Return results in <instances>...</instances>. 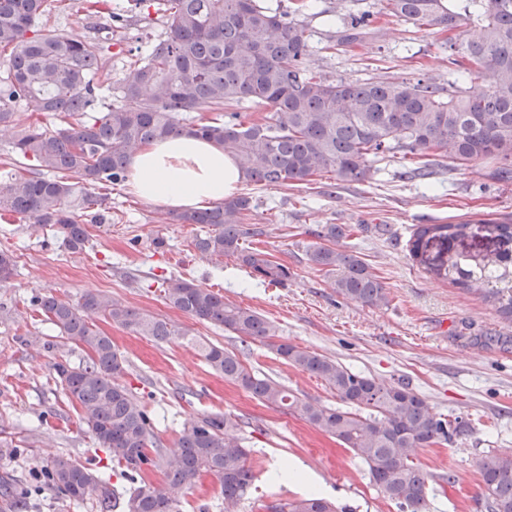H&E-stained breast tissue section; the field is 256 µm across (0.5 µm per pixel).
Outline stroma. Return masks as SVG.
<instances>
[{"instance_id": "35a3bbf8", "label": "stroma", "mask_w": 512, "mask_h": 512, "mask_svg": "<svg viewBox=\"0 0 512 512\" xmlns=\"http://www.w3.org/2000/svg\"><path fill=\"white\" fill-rule=\"evenodd\" d=\"M293 19L305 31V66L330 81L403 82L421 76L447 86L455 76L453 55L438 28H419L382 17L383 0H306ZM373 17L372 32L349 48L337 47L336 30L351 16ZM96 36L112 39V77L120 79L145 43L164 37L160 6L117 26L108 13L97 19ZM367 182L263 186L243 183L258 207L248 223L265 231L260 248L288 266L287 285L259 281L234 259L203 257L193 247L204 225L173 221L162 204L133 195L126 184L108 189L112 221L87 227L83 253H71L51 229L30 230L28 220L0 223V253L12 255L15 275L0 287V477L13 480L23 512H100L95 501L69 500L40 485L37 474L51 458L65 455L95 469L116 492L109 512H124L131 487L121 469L69 407L51 367L85 363L76 341L59 336L31 307L45 292L78 302L103 293L131 308L164 319L235 352L244 366L324 405H337L323 381L281 360L268 342L248 343L173 308L164 279L181 276L254 310L274 323L280 340L320 353L378 380L409 384L436 414L460 418L471 435L453 444L414 451L430 474L452 473L451 484L431 483L425 512H487L479 463L489 455H512V349L473 344L472 336L512 324L479 294L432 278L410 256L407 243L419 224H512V181L494 176L495 164L440 168L427 180L400 178L396 158L377 161ZM351 227L340 247L353 248L390 292L384 307L344 300L308 261L321 225ZM389 225L392 233L378 232ZM126 366L118 384L155 415V431L173 449L179 431L205 415L235 416L236 437L249 448L255 474L237 512H259L260 503L299 498L298 488L278 476L279 460L312 467L322 494L346 512H398L375 486L360 458L299 416L262 405L237 384L212 371L185 340L165 342L102 323Z\"/></svg>"}]
</instances>
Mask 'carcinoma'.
Returning <instances> with one entry per match:
<instances>
[{
	"instance_id": "obj_1",
	"label": "carcinoma",
	"mask_w": 512,
	"mask_h": 512,
	"mask_svg": "<svg viewBox=\"0 0 512 512\" xmlns=\"http://www.w3.org/2000/svg\"><path fill=\"white\" fill-rule=\"evenodd\" d=\"M53 0H0V125L17 128L14 153L28 164L0 178V218L48 225L73 253L86 249L87 223L103 224L109 185L128 178L129 162L144 145L184 133L209 140L235 157L255 184H307L331 173L343 182L372 179V163L401 155L405 173L428 176L440 160L467 164L491 160L494 174L512 178V0H385V14L418 27L436 26L460 54L448 95L430 80L330 82L304 66L308 42L287 14L258 0H161L166 36L149 43L112 86L110 46L90 35L56 31L46 17ZM365 19L355 17L336 32V45L364 40ZM478 80L479 92L463 84ZM250 101L273 110L265 123L247 122L224 105ZM27 113L22 120L18 113ZM54 113L58 124L43 125ZM253 197L226 198L203 211L177 215L184 224L217 228L195 237L210 257L233 258L258 278L285 285L288 266L246 245L244 221ZM495 243L481 257L448 249L471 235L469 224H419L409 239L413 260L436 278L475 292L512 321V224L478 226ZM348 229L327 224L323 243L307 252L345 300L389 303L384 285L354 253L334 247ZM166 300L180 312L224 328L241 342L269 340L276 326L248 308L224 300L185 278L162 283ZM30 304L87 351V361L53 365L55 378L81 421L112 461L139 483L127 512H179L185 490L213 477L224 494V512L247 495L254 475L249 451L233 437L238 422L207 415L185 426L171 454L154 430V417L132 392L114 382L125 358L94 319L102 316L141 336H173L195 346L208 366L240 385L262 404L299 416L331 435L368 468L371 482L399 508L423 512L429 482L437 477L414 462L421 446L452 442L468 425L431 413L407 384H389L353 371L296 344H273L278 356L322 380L343 406L302 398L268 377L252 374L238 355L198 340L163 319L106 294L87 293L73 304L51 292ZM474 343L506 348L512 336L487 332ZM488 512H512V455L486 457L479 466ZM43 481L76 502L93 499L106 508L110 483L88 466L56 456ZM437 479L454 481L450 474ZM274 512H339L319 495L274 507Z\"/></svg>"
}]
</instances>
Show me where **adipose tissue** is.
<instances>
[{
  "label": "adipose tissue",
  "instance_id": "ef3b65f1",
  "mask_svg": "<svg viewBox=\"0 0 512 512\" xmlns=\"http://www.w3.org/2000/svg\"><path fill=\"white\" fill-rule=\"evenodd\" d=\"M243 179L234 157L192 135L144 146L133 155L128 173V184L141 199L185 210L232 196Z\"/></svg>",
  "mask_w": 512,
  "mask_h": 512
}]
</instances>
